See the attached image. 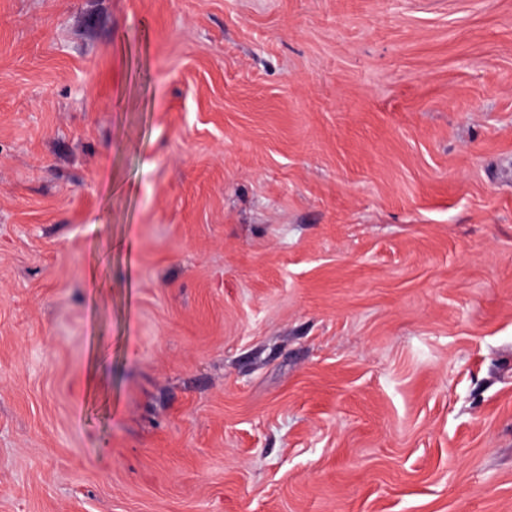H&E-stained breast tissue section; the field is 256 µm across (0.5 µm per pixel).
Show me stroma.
Masks as SVG:
<instances>
[{
    "instance_id": "35a3bbf8",
    "label": "stroma",
    "mask_w": 512,
    "mask_h": 512,
    "mask_svg": "<svg viewBox=\"0 0 512 512\" xmlns=\"http://www.w3.org/2000/svg\"><path fill=\"white\" fill-rule=\"evenodd\" d=\"M0 512H512V0H0Z\"/></svg>"
}]
</instances>
